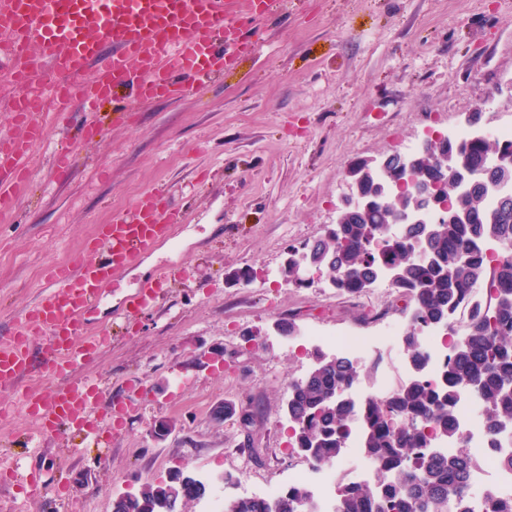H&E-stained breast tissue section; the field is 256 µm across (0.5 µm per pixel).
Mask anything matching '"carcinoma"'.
<instances>
[{"label": "carcinoma", "mask_w": 512, "mask_h": 512, "mask_svg": "<svg viewBox=\"0 0 512 512\" xmlns=\"http://www.w3.org/2000/svg\"><path fill=\"white\" fill-rule=\"evenodd\" d=\"M489 152L512 160V141L450 139L434 146L414 167L412 177L423 180L433 166H448V199L467 213V221L411 224L396 237L391 209L352 210L327 235L303 247L328 267L336 288L348 294L370 288L381 268H397L395 287L412 307L404 343L417 374L392 399L362 406L361 448L376 465V478L339 489L334 512H476L470 495L474 459L464 451L448 456L434 449L427 430L455 437V402L468 391L479 400L491 431L512 432V257L487 253L491 242L512 246V194L501 195L489 209L486 196L501 187L497 171L475 169L462 182L457 170L460 161ZM380 182L363 164L361 192L377 193ZM483 283L490 302L476 305L464 340L434 385L423 374L417 326L448 322ZM358 379L355 363L334 354L318 357L305 377L288 383L285 412L295 449L319 466L334 463L345 448L354 406L342 394ZM178 485L183 494L170 503L169 512H186L205 486L179 469L146 485L139 496L116 497L112 512H152L153 501ZM309 503L308 489L295 485L275 502L235 500L228 512H307ZM481 512H512V500L488 495Z\"/></svg>", "instance_id": "obj_1"}]
</instances>
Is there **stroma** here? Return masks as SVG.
Masks as SVG:
<instances>
[{
	"instance_id": "35a3bbf8",
	"label": "stroma",
	"mask_w": 512,
	"mask_h": 512,
	"mask_svg": "<svg viewBox=\"0 0 512 512\" xmlns=\"http://www.w3.org/2000/svg\"><path fill=\"white\" fill-rule=\"evenodd\" d=\"M250 36L251 54L182 98H127L121 125L104 103L91 117L95 139L78 136L76 116L48 124L29 186L0 220V336L35 305L50 266L89 259L95 226L156 184L185 216L176 241L130 266L88 316L111 332L87 368L104 410L134 406L120 428L102 427V446L39 434L18 396L0 394V512H112L127 485L177 469L209 481L244 467L255 482L282 484L288 383L316 361L303 332L361 331L388 298L392 319H408L395 289H368L354 304L324 279L286 282L289 248L335 224L351 163L405 151L475 112L482 128L512 122L498 108L512 99V0H288ZM63 151L74 160L61 176ZM164 265L182 279L127 312ZM288 320L291 336L279 331ZM224 402L249 422L214 421ZM163 420L176 429L159 441Z\"/></svg>"
}]
</instances>
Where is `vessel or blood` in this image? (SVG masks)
Segmentation results:
<instances>
[{
  "label": "vessel or blood",
  "instance_id": "b4317fda",
  "mask_svg": "<svg viewBox=\"0 0 512 512\" xmlns=\"http://www.w3.org/2000/svg\"><path fill=\"white\" fill-rule=\"evenodd\" d=\"M284 0H0V57L8 58L15 83L28 84L37 70H84L80 88L55 87L51 100L24 95L11 121L18 137L0 140V217L10 213L44 139L49 114L62 115L127 90L141 99L181 97L187 81L204 82L252 48L244 16H276ZM182 219L153 188L124 212L98 225L86 247L89 261L52 266L49 288L0 339V392L18 395L40 433L77 432L98 438L101 396L80 370L109 342L90 331L87 315L101 304L108 285L143 255L172 242ZM163 269L141 282L130 310L156 302L170 276ZM53 378L31 393L26 381Z\"/></svg>",
  "mask_w": 512,
  "mask_h": 512
}]
</instances>
